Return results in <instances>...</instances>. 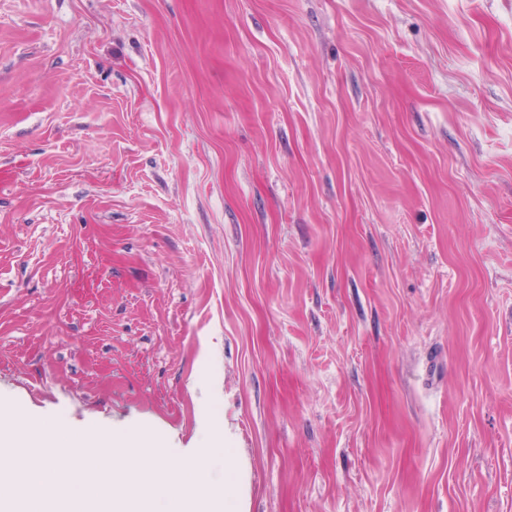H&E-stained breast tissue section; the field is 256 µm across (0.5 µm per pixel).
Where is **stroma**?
I'll list each match as a JSON object with an SVG mask.
<instances>
[{"label": "stroma", "mask_w": 512, "mask_h": 512, "mask_svg": "<svg viewBox=\"0 0 512 512\" xmlns=\"http://www.w3.org/2000/svg\"><path fill=\"white\" fill-rule=\"evenodd\" d=\"M211 410L249 512H512V0H0V412Z\"/></svg>", "instance_id": "35a3bbf8"}]
</instances>
